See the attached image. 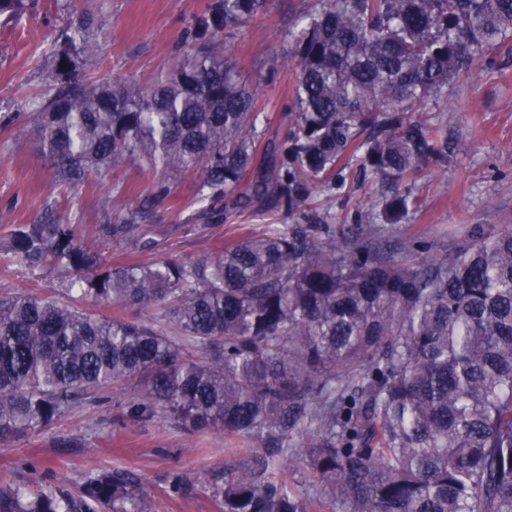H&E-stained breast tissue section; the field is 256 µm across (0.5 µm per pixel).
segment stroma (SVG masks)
<instances>
[{
	"label": "stroma",
	"mask_w": 512,
	"mask_h": 512,
	"mask_svg": "<svg viewBox=\"0 0 512 512\" xmlns=\"http://www.w3.org/2000/svg\"><path fill=\"white\" fill-rule=\"evenodd\" d=\"M215 0H37L18 21L0 24V235L16 224L38 223L48 214L71 219L81 235L93 238L112 220L114 188L139 203L153 192L155 172L126 160L109 173L90 175L80 186L59 188L54 169L28 138V100L44 84L45 51L68 13L102 14L96 52L88 67L95 77L146 80L169 67L182 40L208 18ZM317 0H266L265 7L240 31L226 34L224 55L242 85L256 92L257 127L262 141L282 137L292 107L294 66L269 69L267 61L290 49L296 22L318 9ZM442 122L454 151L447 166L428 164L409 181L417 199L402 223L385 225L387 238L417 236L440 250L457 242L469 224H512V54L494 67L458 78L448 99L419 107ZM346 187L333 195L314 194L317 215H335L337 223H355L360 214L379 212L384 187L363 178L358 161L350 163ZM198 177L171 179V194L142 221L155 241L152 257L197 260L221 254L225 244L259 234L285 220L275 198L252 202L242 210L217 201L197 202ZM60 277L44 273L32 281L23 267L0 268V294L28 289L59 297ZM127 395L86 403L36 432L0 438V473L20 483L33 481L75 490L95 469L135 475L139 490L155 512H224L210 486L223 470L230 440L213 431H193L159 415L146 422L126 415ZM181 483L173 493V483Z\"/></svg>",
	"instance_id": "obj_1"
}]
</instances>
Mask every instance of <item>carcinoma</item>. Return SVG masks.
<instances>
[{"label":"carcinoma","mask_w":512,"mask_h":512,"mask_svg":"<svg viewBox=\"0 0 512 512\" xmlns=\"http://www.w3.org/2000/svg\"><path fill=\"white\" fill-rule=\"evenodd\" d=\"M30 2L0 0V16ZM264 3L218 0L150 83L88 77L92 12L50 45L28 134L60 184L134 158L161 172L153 207L170 175L197 172L200 201L274 196L291 223L214 258L117 267L69 220L15 225L0 262L72 270L61 294L160 310L165 323L0 296V436L130 386V419L161 413L245 444L211 482L224 512H512V226L471 224L430 256L414 238L383 245L373 213L331 224L310 206L345 185L355 157L393 186L385 220L408 214L404 183L448 158L444 127L413 109L512 50V0H321L291 33L295 112L258 166L256 93L224 64L223 33ZM136 217L124 206L101 233L151 251ZM297 455L309 479L291 485L277 458ZM0 512L154 508L130 473L99 469L76 494L26 493L5 472Z\"/></svg>","instance_id":"carcinoma-1"}]
</instances>
